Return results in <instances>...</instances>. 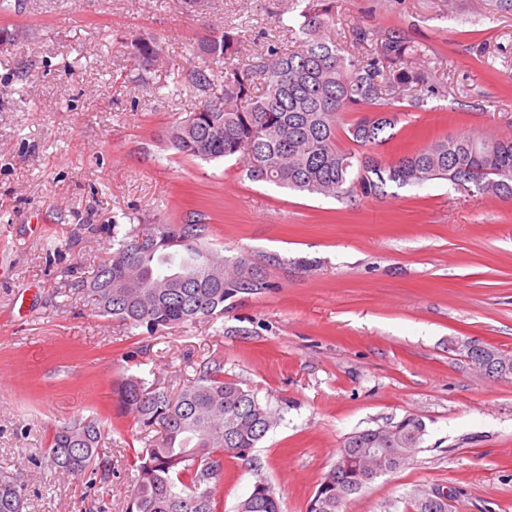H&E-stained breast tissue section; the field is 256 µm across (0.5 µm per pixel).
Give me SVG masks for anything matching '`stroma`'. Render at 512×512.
<instances>
[{"label":"stroma","mask_w":512,"mask_h":512,"mask_svg":"<svg viewBox=\"0 0 512 512\" xmlns=\"http://www.w3.org/2000/svg\"><path fill=\"white\" fill-rule=\"evenodd\" d=\"M292 0H0V477L29 490L24 512H125L136 451L132 418L116 414L124 376L194 381L202 362L251 388L281 416L255 448L260 468L224 462L219 512L257 479L283 512H307L352 433L420 419L407 465L352 495L341 512H407L422 491L455 512H512V375L488 378L463 348L512 351V200L445 182L380 200L317 198L248 179L233 160L205 162L167 146L201 97L190 84L158 98L136 80L131 42L150 34L174 80L218 26L244 59L291 47L278 22ZM330 36L365 56L353 29H397L418 44L442 90L422 108L393 102L398 157L450 136H512V7L501 0H334ZM199 217L211 247L245 253L272 290L223 317L142 336L97 315L72 287L109 254V226ZM459 348H449V340ZM97 419L108 480L62 475L46 453L56 426Z\"/></svg>","instance_id":"35a3bbf8"}]
</instances>
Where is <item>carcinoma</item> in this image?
Returning <instances> with one entry per match:
<instances>
[{
	"instance_id": "obj_1",
	"label": "carcinoma",
	"mask_w": 512,
	"mask_h": 512,
	"mask_svg": "<svg viewBox=\"0 0 512 512\" xmlns=\"http://www.w3.org/2000/svg\"><path fill=\"white\" fill-rule=\"evenodd\" d=\"M295 5L297 14L279 23L300 49L271 45L237 64L224 77L220 97L176 119L167 133L170 147L204 161L234 158L255 182L350 202L382 198L389 186L434 180L469 184L482 196L512 200V136L448 137L392 162L368 152L394 136L397 118L384 111L386 91L401 90L408 107L419 108L425 93L439 87L414 67L420 51L400 31L377 34L357 27L355 43L374 41L376 52L346 56L326 34L331 0H295ZM238 42L239 36L224 29L199 43L196 53L228 62L239 56ZM132 54L141 70L137 81L149 85L146 73L164 58L163 46L141 35L132 41ZM176 79L205 95L213 86L197 67L177 72ZM257 79L264 83L259 94ZM352 110L363 112L347 127L357 153L337 145L341 114ZM208 228L188 219L134 227L122 235L114 229L109 256L79 287L92 297L99 315L151 336L222 315L225 302L273 287L250 257L225 256L205 245ZM467 357L490 377L512 375V354L492 357L479 340L470 341ZM117 412L133 417L145 433L160 430L158 441L136 453V482L126 512H217L224 459L256 464L253 448L279 421L253 391L224 378L220 361L205 362L197 379L177 393L158 379L127 376L118 384ZM414 432L422 436L425 427L406 416L347 437L308 512H340L349 496L405 466L418 448L409 442ZM100 439L95 421L75 420L54 430L48 455L63 474L96 470L105 476L110 462L99 456ZM363 448L378 453L369 456ZM26 496L22 481L0 480V512H22ZM237 512L282 510L273 488L258 480Z\"/></svg>"
}]
</instances>
